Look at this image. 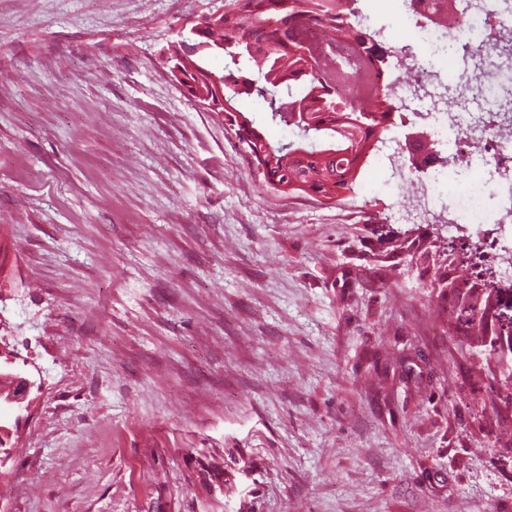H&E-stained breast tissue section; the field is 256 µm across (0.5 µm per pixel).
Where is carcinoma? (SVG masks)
Instances as JSON below:
<instances>
[{
	"mask_svg": "<svg viewBox=\"0 0 512 512\" xmlns=\"http://www.w3.org/2000/svg\"><path fill=\"white\" fill-rule=\"evenodd\" d=\"M358 0H232L214 26L193 38L195 53L170 59L179 68L192 98L224 101V113L236 125L241 150L271 186L301 184V192L327 195L331 188L316 176L327 171L351 192L353 166L374 150L376 136L391 130L400 93L408 90L390 79L396 68L410 69L402 49L378 40L380 32L362 27ZM311 24L329 28L341 42L356 44L369 80L350 101L336 95V72L325 71L320 57L308 63L300 34ZM261 99L271 120L299 130L300 141L274 144L253 126L237 103ZM305 103L306 118L286 110L293 100ZM449 286L469 296L466 280L448 281L436 272L430 287Z\"/></svg>",
	"mask_w": 512,
	"mask_h": 512,
	"instance_id": "cac0c4a2",
	"label": "carcinoma"
}]
</instances>
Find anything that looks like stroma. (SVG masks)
<instances>
[{"mask_svg":"<svg viewBox=\"0 0 512 512\" xmlns=\"http://www.w3.org/2000/svg\"><path fill=\"white\" fill-rule=\"evenodd\" d=\"M230 4L0 0V336L43 384L0 512H512V405L426 287L453 254L492 335L512 281L453 210L394 220L385 153L271 189L162 67Z\"/></svg>","mask_w":512,"mask_h":512,"instance_id":"35a3bbf8","label":"stroma"}]
</instances>
